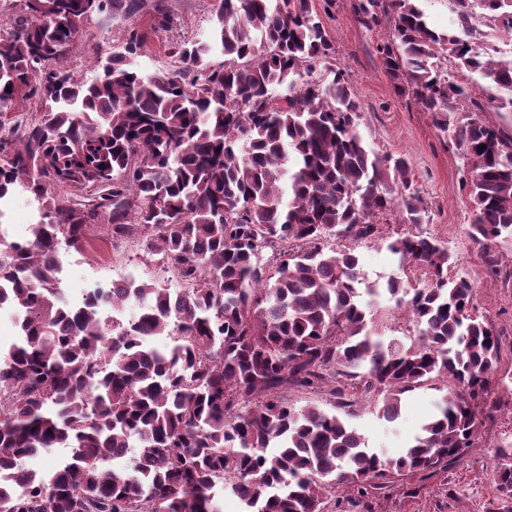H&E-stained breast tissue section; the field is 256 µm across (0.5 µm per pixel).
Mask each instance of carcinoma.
Segmentation results:
<instances>
[{
	"instance_id": "cac0c4a2",
	"label": "carcinoma",
	"mask_w": 512,
	"mask_h": 512,
	"mask_svg": "<svg viewBox=\"0 0 512 512\" xmlns=\"http://www.w3.org/2000/svg\"><path fill=\"white\" fill-rule=\"evenodd\" d=\"M18 2L0 27V220L18 191L39 220L25 239L0 235V310L19 327L0 348V479L22 486H0V512H223L227 491L240 512H324L332 493L365 498L448 471L512 376L494 326L473 314L474 284L448 276L447 246L422 228L409 164L358 133L313 0H219L213 40L166 41L170 67L154 74L135 59L177 27L165 0ZM457 3L463 32L478 7L512 33V0ZM355 9L366 28L387 29L377 51L395 87L459 150L469 236L498 274L512 254V134L479 117L472 85L441 60L507 93L497 107L512 110V59L434 29L418 0ZM115 11L148 24L97 57L93 79L76 76L62 61L92 16ZM25 105L36 115L21 122ZM394 209L404 228L386 248L401 276L382 287L336 237L372 241ZM98 224L114 248L140 242L177 287L120 280L70 302L60 249L82 251ZM365 294L389 295L419 336H374ZM132 301L140 313L128 317ZM434 379L448 392L397 457L287 396L326 387L338 408L375 402L393 421L402 396ZM54 448L70 454L53 472L26 467ZM494 480L512 503V451L496 456Z\"/></svg>"
}]
</instances>
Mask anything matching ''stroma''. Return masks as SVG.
Here are the masks:
<instances>
[{
	"label": "stroma",
	"instance_id": "1",
	"mask_svg": "<svg viewBox=\"0 0 512 512\" xmlns=\"http://www.w3.org/2000/svg\"><path fill=\"white\" fill-rule=\"evenodd\" d=\"M216 0H167L170 11L180 20L178 36L204 41L213 28ZM336 49V60L344 68L360 105L358 130L364 141L381 154L407 157L414 183L428 206L425 229L444 241L451 255L450 276H463L476 287L477 316L489 319L501 335L504 352L512 351V277L491 275L481 259V250L468 234L472 215L462 187V160L457 149L436 128L413 97L400 94L388 77L376 50L383 29H366L359 24L354 0H314ZM146 17L113 15L92 18L82 38L79 55L66 61L76 75L89 77L97 52L108 51L122 42L127 29L146 25ZM339 248H352L371 282H385L398 273L386 248L376 242H353L338 238ZM60 287L65 296L81 298L82 289L93 283L108 284L132 277L173 284L170 273L146 258L139 243H126L113 252L102 227L90 230L82 252L61 250ZM370 327L384 340L409 342L417 330L406 322L393 300L381 297ZM446 388L433 381L407 393L400 415L389 421L375 407H363L349 421L363 436L367 448L378 454H400L421 426L435 412ZM502 409L486 423L478 439L448 472L418 487L399 482L390 497L363 500L347 512H500L502 504L494 482V460L500 448L512 445V386L500 391Z\"/></svg>",
	"mask_w": 512,
	"mask_h": 512
}]
</instances>
